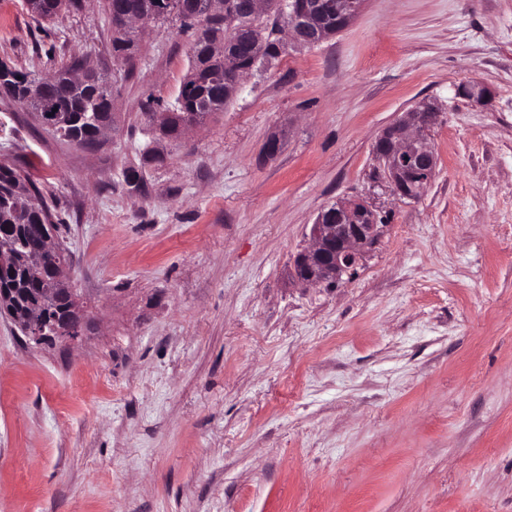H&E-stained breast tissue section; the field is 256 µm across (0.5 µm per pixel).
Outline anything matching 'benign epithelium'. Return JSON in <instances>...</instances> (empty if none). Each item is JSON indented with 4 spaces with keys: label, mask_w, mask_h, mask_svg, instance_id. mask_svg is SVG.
Segmentation results:
<instances>
[{
    "label": "benign epithelium",
    "mask_w": 512,
    "mask_h": 512,
    "mask_svg": "<svg viewBox=\"0 0 512 512\" xmlns=\"http://www.w3.org/2000/svg\"><path fill=\"white\" fill-rule=\"evenodd\" d=\"M364 3L365 0H308L302 12H282L281 21L289 30L291 40L310 44L317 39L318 22L327 9L335 11L348 24L360 14ZM223 10V0L184 2L186 15L200 24ZM440 117L435 104L425 102L384 128L376 139L373 153L392 195L415 200L432 182L437 156L431 136ZM384 228L381 211L364 200L340 201L334 208L322 210L311 225L310 248L295 259L296 278L310 285L341 282L370 252ZM48 254H62L64 258L52 271L42 301L12 315L11 319L37 345L48 338L75 342L84 336L88 318L66 276L69 253L55 242L53 230L30 247L28 264L34 273L42 271Z\"/></svg>",
    "instance_id": "1"
}]
</instances>
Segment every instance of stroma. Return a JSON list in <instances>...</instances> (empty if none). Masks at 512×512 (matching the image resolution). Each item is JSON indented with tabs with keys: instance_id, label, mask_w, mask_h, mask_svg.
Instances as JSON below:
<instances>
[{
	"instance_id": "stroma-1",
	"label": "stroma",
	"mask_w": 512,
	"mask_h": 512,
	"mask_svg": "<svg viewBox=\"0 0 512 512\" xmlns=\"http://www.w3.org/2000/svg\"><path fill=\"white\" fill-rule=\"evenodd\" d=\"M103 2L0 0V60L87 58L114 116L82 148L0 97V166L52 207L89 315L35 346L0 314V512H512V0H366L175 140L143 105L174 102L192 31L146 23L120 63ZM426 100L437 171L401 201L373 144ZM356 198L378 244L298 284L318 213Z\"/></svg>"
}]
</instances>
